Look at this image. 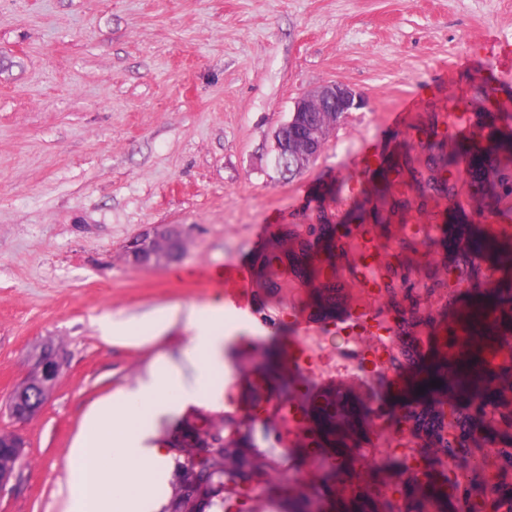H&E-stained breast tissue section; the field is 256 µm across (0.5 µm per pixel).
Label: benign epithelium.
<instances>
[{
  "mask_svg": "<svg viewBox=\"0 0 512 512\" xmlns=\"http://www.w3.org/2000/svg\"><path fill=\"white\" fill-rule=\"evenodd\" d=\"M360 105L356 91L341 82L320 84L298 97L289 120L273 135V163L282 175L293 176L320 154L329 132L346 114ZM182 248V232L176 224L155 227L131 240L124 248L133 266L158 264L177 258ZM61 365L52 349H45L33 372L13 391L11 413L26 419L38 413L60 377ZM179 469L188 470L191 479L180 486L179 500L184 512H204L208 493L214 487L211 460L216 455L233 457L231 485L246 502L260 480L269 477L252 462L253 449L226 447L223 429L208 428L197 436L196 447L177 448Z\"/></svg>",
  "mask_w": 512,
  "mask_h": 512,
  "instance_id": "1",
  "label": "benign epithelium"
}]
</instances>
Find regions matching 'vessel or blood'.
<instances>
[{"label": "vessel or blood", "instance_id": "b4317fda", "mask_svg": "<svg viewBox=\"0 0 512 512\" xmlns=\"http://www.w3.org/2000/svg\"><path fill=\"white\" fill-rule=\"evenodd\" d=\"M443 120L450 137L477 132L467 113L456 103H449ZM439 231L436 224H400L394 240L428 242ZM391 242L363 224L350 226L348 233L337 237L331 247L334 264L320 281L323 301L332 307L333 313L324 317L299 303H291L297 340L319 335L326 325L336 330L357 328V335L348 344L337 346V357L352 361L365 351L374 355L379 379L390 393L429 387L435 375L424 364L432 356L447 363L448 384L452 387L468 370L483 372L492 379L512 369V330L507 327L512 321V307L497 301L461 303L452 308L442 302L429 307L419 336L411 341L404 339L403 319L387 301L400 288L417 283L418 278L414 272L391 265ZM214 279L223 288L229 306L250 310L252 290L243 267L226 266ZM363 385L360 378L346 379L332 370L321 372L296 403L305 419L304 426H296L287 415H280L278 435L269 455L293 445L308 447L313 437L319 445L313 462L323 464L347 455L346 442L335 438V417L340 413L361 418L362 442L384 448H407L411 445L412 429H430L447 405L446 400L435 395L423 407L410 403L391 409L379 402L364 404L353 397L354 390ZM239 387L242 394L238 405L226 409V416L233 423L227 432L231 438L236 435L235 424L246 418L245 405L264 394L254 376L240 380Z\"/></svg>", "mask_w": 512, "mask_h": 512}]
</instances>
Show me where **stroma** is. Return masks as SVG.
<instances>
[{
  "label": "stroma",
  "mask_w": 512,
  "mask_h": 512,
  "mask_svg": "<svg viewBox=\"0 0 512 512\" xmlns=\"http://www.w3.org/2000/svg\"><path fill=\"white\" fill-rule=\"evenodd\" d=\"M512 41V0H0V433L25 448L0 512H63L57 494L86 410L132 385L161 355L178 356L190 329L178 325L142 347L99 336L102 314L129 317L206 304L223 289L182 283L190 268L250 263L251 315L270 334L240 344L236 374L270 371L267 396L296 379L281 361L292 336L291 297L315 307L317 281L290 289L297 255L287 230L314 234L325 249L337 225L440 224L430 246L405 244L392 260L416 269L417 293L512 301V243L483 261L451 242L454 215L472 234L484 217L467 186L458 205L402 176L382 186L392 163L423 169L447 157L440 115L449 94L474 125L490 116L484 86L512 101V72L496 69L485 37ZM339 81L364 99L327 136L318 158L293 177L272 163V136L295 100ZM416 99L404 126L387 113ZM149 224H178L181 261L135 268L124 245ZM272 230L254 240V225ZM62 357L58 384L34 416L8 402L45 345ZM261 499L279 512H363L344 491L350 477L289 449ZM380 487L411 488L423 512H438L424 484H409L399 459L366 469Z\"/></svg>",
  "instance_id": "35a3bbf8"
}]
</instances>
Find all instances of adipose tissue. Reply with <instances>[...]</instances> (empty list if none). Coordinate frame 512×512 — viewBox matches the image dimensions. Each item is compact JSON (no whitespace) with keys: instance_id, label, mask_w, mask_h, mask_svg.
<instances>
[{"instance_id":"ef3b65f1","label":"adipose tissue","mask_w":512,"mask_h":512,"mask_svg":"<svg viewBox=\"0 0 512 512\" xmlns=\"http://www.w3.org/2000/svg\"><path fill=\"white\" fill-rule=\"evenodd\" d=\"M179 324L192 335L178 358L155 360L134 385L86 411L59 489L64 512H165L171 455L157 436L158 423L190 406L223 408L228 342L264 332L254 319L228 313L221 301L96 321L105 341L131 346L149 344Z\"/></svg>"}]
</instances>
